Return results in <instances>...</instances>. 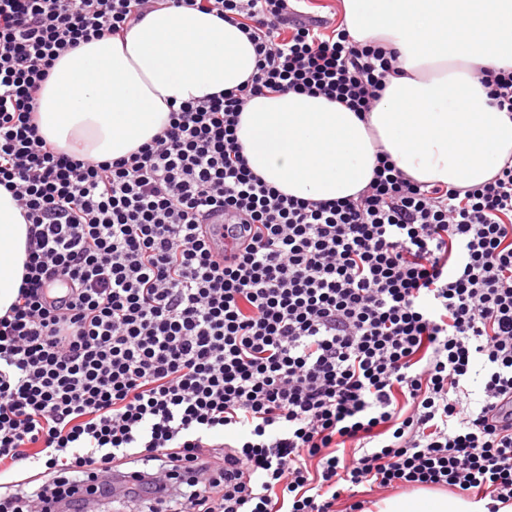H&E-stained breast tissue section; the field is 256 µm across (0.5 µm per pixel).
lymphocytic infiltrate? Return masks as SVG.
<instances>
[{
    "mask_svg": "<svg viewBox=\"0 0 512 512\" xmlns=\"http://www.w3.org/2000/svg\"><path fill=\"white\" fill-rule=\"evenodd\" d=\"M162 7L240 25L251 82L130 155L59 152L35 122L56 61ZM401 73L291 0H0V185L32 225L0 317V472L44 466L0 512H79L129 477L142 512H364L363 484L512 505V160L463 191L382 155L358 198L314 201L238 145L251 98L362 116Z\"/></svg>",
    "mask_w": 512,
    "mask_h": 512,
    "instance_id": "lymphocytic-infiltrate-1",
    "label": "lymphocytic infiltrate"
}]
</instances>
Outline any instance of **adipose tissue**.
<instances>
[{"instance_id": "obj_1", "label": "adipose tissue", "mask_w": 512, "mask_h": 512, "mask_svg": "<svg viewBox=\"0 0 512 512\" xmlns=\"http://www.w3.org/2000/svg\"><path fill=\"white\" fill-rule=\"evenodd\" d=\"M357 42L396 48L392 78L366 118L323 96L269 94L240 115L238 143L251 171L281 193L357 197L387 154L408 179L468 189L512 158V115L481 80L512 69V0H342ZM256 72L239 26L196 9L151 11L121 37L68 51L38 96L39 133L59 151L96 161L135 152L167 127L170 101L204 99ZM29 228L0 186V317L15 301ZM374 512H487L483 503L418 488Z\"/></svg>"}]
</instances>
